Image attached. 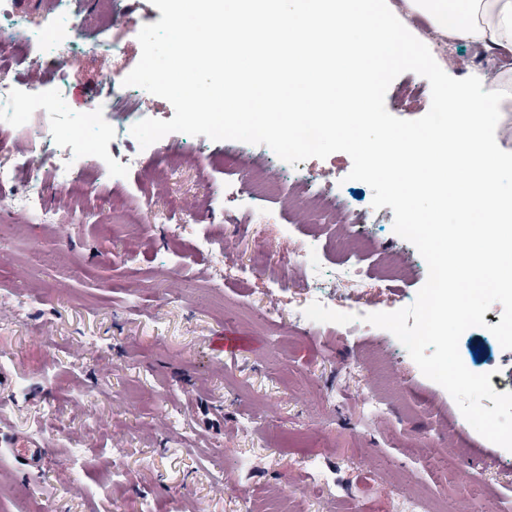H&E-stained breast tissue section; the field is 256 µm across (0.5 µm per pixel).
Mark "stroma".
<instances>
[{
    "instance_id": "35a3bbf8",
    "label": "stroma",
    "mask_w": 512,
    "mask_h": 512,
    "mask_svg": "<svg viewBox=\"0 0 512 512\" xmlns=\"http://www.w3.org/2000/svg\"><path fill=\"white\" fill-rule=\"evenodd\" d=\"M131 8L133 23L109 33L126 47L111 60L124 76L140 60L141 27L161 17L150 0ZM101 78L92 48L70 61L74 111L101 98ZM165 146L196 148L200 165L165 177L133 170L72 199L46 193L42 212L11 216L19 234L0 236V512H242L230 482L256 501L295 488L288 512H396L403 495L420 498L423 512H498L512 496V451L477 433L391 333L294 321L307 277L294 270L296 288L278 287L277 257L312 250L333 226L294 223L281 198L242 196L209 218L228 180L217 158L262 163L275 153L184 133ZM299 167L331 171L367 218L354 227L372 243L359 275L363 314L403 308L428 271L394 233L392 209H373L346 153ZM174 200L195 210L198 230L229 241V272L195 252L193 233L173 237ZM147 202L160 215L152 224L136 220ZM112 214L115 232L102 226ZM263 240L277 252L258 265ZM399 252L414 262L396 290L373 266ZM19 293L34 302L17 307ZM501 312L493 305L460 345L499 393L512 391V350L490 332ZM228 328L255 347L218 350ZM370 398L379 413L366 412ZM28 440L47 450L42 470L9 452Z\"/></svg>"
}]
</instances>
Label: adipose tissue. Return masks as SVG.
I'll list each match as a JSON object with an SVG mask.
<instances>
[{"mask_svg":"<svg viewBox=\"0 0 512 512\" xmlns=\"http://www.w3.org/2000/svg\"><path fill=\"white\" fill-rule=\"evenodd\" d=\"M406 5L449 39L512 53V0H406Z\"/></svg>","mask_w":512,"mask_h":512,"instance_id":"1","label":"adipose tissue"}]
</instances>
